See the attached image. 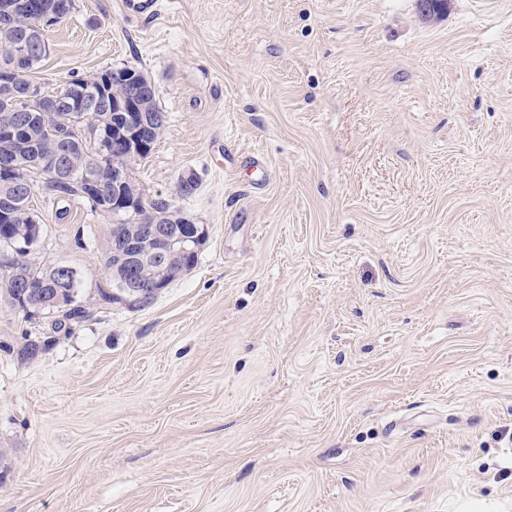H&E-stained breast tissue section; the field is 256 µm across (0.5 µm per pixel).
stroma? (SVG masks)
I'll return each instance as SVG.
<instances>
[{"label": "stroma", "mask_w": 512, "mask_h": 512, "mask_svg": "<svg viewBox=\"0 0 512 512\" xmlns=\"http://www.w3.org/2000/svg\"><path fill=\"white\" fill-rule=\"evenodd\" d=\"M47 39L48 92L151 80L130 174L207 238L103 306L116 217L36 187L91 314L0 298V512H512V0H73Z\"/></svg>", "instance_id": "1"}]
</instances>
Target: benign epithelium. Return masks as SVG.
Wrapping results in <instances>:
<instances>
[{"mask_svg":"<svg viewBox=\"0 0 512 512\" xmlns=\"http://www.w3.org/2000/svg\"><path fill=\"white\" fill-rule=\"evenodd\" d=\"M32 52L46 56V50L34 40L15 46L13 57L19 61ZM132 89L128 96L107 99L99 95L92 99L77 97V88L66 87L52 99L53 109L64 113L63 124L71 125L79 119L99 126L98 113L112 110L125 113L122 129L117 134L100 130L101 137L111 145L112 169V212L135 211L144 204L140 194H129L125 186L129 182L126 163L140 161L148 155L145 132L163 123V116L152 115L141 108L140 99L154 92L153 84L135 68L128 67L117 75ZM34 120L30 112L12 107L0 115V222L11 221L15 211L31 205L33 190L18 180V168L29 164L22 153L15 149L16 143L24 136ZM36 163L48 167L55 180H66L72 174L73 147L66 137H61L54 154L38 159ZM82 183L85 193L97 195L103 191L101 177L93 167H85ZM187 219L177 213L148 224L137 225L130 233L123 224L112 227V267L117 273L112 276V287L120 289L118 297L125 304H139L144 299H154L168 288L178 277L190 269L184 258L195 254L206 237V230L199 224L185 225ZM140 266L154 269L153 277L146 283L127 274ZM18 296L27 307H41L47 301H62L65 290H56L49 296L47 285L19 273L12 277Z\"/></svg>","mask_w":512,"mask_h":512,"instance_id":"1","label":"benign epithelium"}]
</instances>
